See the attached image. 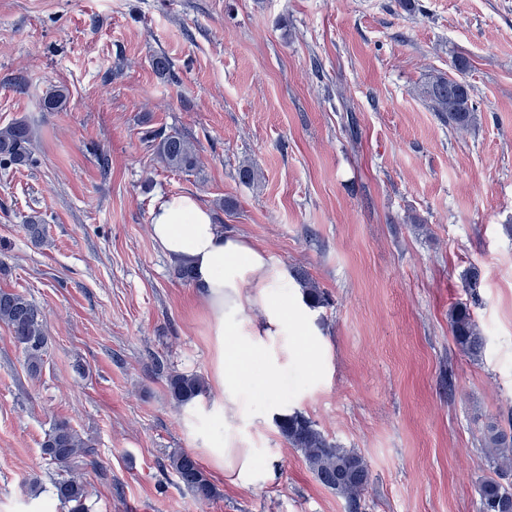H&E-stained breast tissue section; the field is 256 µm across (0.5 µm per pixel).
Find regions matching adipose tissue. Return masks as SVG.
<instances>
[{"label":"adipose tissue","mask_w":512,"mask_h":512,"mask_svg":"<svg viewBox=\"0 0 512 512\" xmlns=\"http://www.w3.org/2000/svg\"><path fill=\"white\" fill-rule=\"evenodd\" d=\"M153 241L170 261L189 266L200 312L211 345L210 385L224 418L223 448L201 443L199 452L209 466L244 487L274 478V471L257 473L252 451L245 448L241 424L263 429L288 416L274 389L293 362L311 376L320 372L313 353L319 342L309 324L312 312L305 296L289 297L296 281L287 262L245 237L224 231L213 213L190 194L162 198L151 213ZM292 336L304 337L307 350L296 356ZM259 358L261 371L249 380L243 367ZM267 396L255 409L252 385Z\"/></svg>","instance_id":"obj_1"}]
</instances>
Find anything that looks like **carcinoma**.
I'll list each match as a JSON object with an SVG mask.
<instances>
[{"label":"carcinoma","instance_id":"carcinoma-1","mask_svg":"<svg viewBox=\"0 0 512 512\" xmlns=\"http://www.w3.org/2000/svg\"><path fill=\"white\" fill-rule=\"evenodd\" d=\"M432 111L441 114L448 127L468 130L477 124V106L470 86L458 79L438 74L420 88ZM66 90L57 88L43 98L47 111L62 108ZM32 128L24 121L0 128V166L26 165L31 161ZM157 155L170 168L190 172L197 165L193 145L178 133L168 134L155 146ZM303 292L313 308L327 303L325 293L305 276H299ZM0 323L7 326L11 336L25 356L30 375L40 374L47 344L43 315L40 308L19 292L0 290ZM449 326L458 348L471 358L481 356L485 338L479 325L465 305L449 313ZM171 398L180 406L193 403L205 392V383L198 374L171 372L166 377ZM281 435L301 451L315 478L346 502L347 512H361V497L370 481L365 459L353 449L331 444L316 424L300 412L288 415L278 423ZM485 443L489 449L494 475L479 479L476 492L478 512H512V418L508 425H492ZM87 444L65 420L56 421L42 444L43 453L54 463L67 467L74 462ZM169 466L180 484L197 501H209L217 490L195 457L185 452L169 456ZM58 500L68 512H87L85 487L76 480L62 479L55 484Z\"/></svg>","mask_w":512,"mask_h":512}]
</instances>
